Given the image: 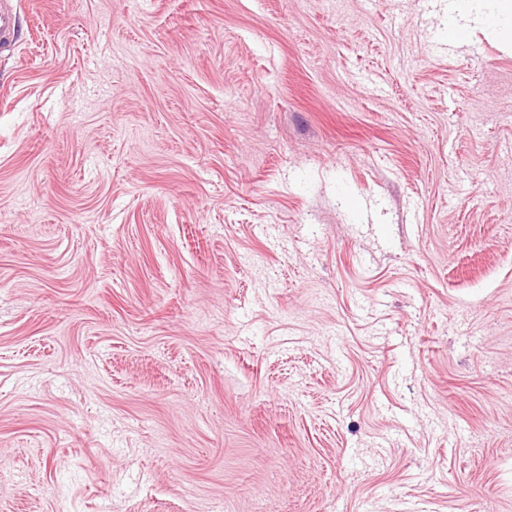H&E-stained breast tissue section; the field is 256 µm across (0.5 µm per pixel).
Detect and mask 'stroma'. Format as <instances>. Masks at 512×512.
Returning a JSON list of instances; mask_svg holds the SVG:
<instances>
[{
	"label": "stroma",
	"instance_id": "obj_1",
	"mask_svg": "<svg viewBox=\"0 0 512 512\" xmlns=\"http://www.w3.org/2000/svg\"><path fill=\"white\" fill-rule=\"evenodd\" d=\"M0 512H512V45L448 0H14Z\"/></svg>",
	"mask_w": 512,
	"mask_h": 512
}]
</instances>
